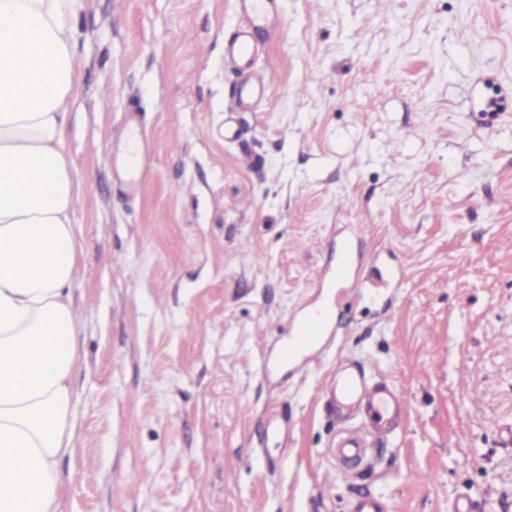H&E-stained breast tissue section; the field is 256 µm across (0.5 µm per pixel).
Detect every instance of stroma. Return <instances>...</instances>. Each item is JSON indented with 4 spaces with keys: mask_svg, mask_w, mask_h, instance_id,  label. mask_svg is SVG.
I'll use <instances>...</instances> for the list:
<instances>
[{
    "mask_svg": "<svg viewBox=\"0 0 512 512\" xmlns=\"http://www.w3.org/2000/svg\"><path fill=\"white\" fill-rule=\"evenodd\" d=\"M238 23L237 0L81 2L61 512H348L366 492L512 512V0H281L244 112ZM133 103L153 161L129 196L112 141ZM347 241L366 285L318 361L263 370ZM344 362L405 408L335 478L322 390ZM269 85L261 74L252 70L249 80L241 85L235 93L234 105L237 109L249 108L254 103L265 98Z\"/></svg>",
    "mask_w": 512,
    "mask_h": 512,
    "instance_id": "obj_1",
    "label": "stroma"
}]
</instances>
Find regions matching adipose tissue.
Masks as SVG:
<instances>
[{"label": "adipose tissue", "mask_w": 512, "mask_h": 512, "mask_svg": "<svg viewBox=\"0 0 512 512\" xmlns=\"http://www.w3.org/2000/svg\"><path fill=\"white\" fill-rule=\"evenodd\" d=\"M80 0H0V512H60L76 422L65 152Z\"/></svg>", "instance_id": "adipose-tissue-1"}]
</instances>
